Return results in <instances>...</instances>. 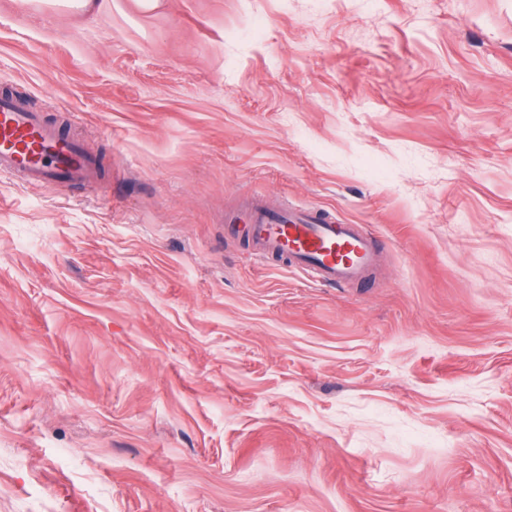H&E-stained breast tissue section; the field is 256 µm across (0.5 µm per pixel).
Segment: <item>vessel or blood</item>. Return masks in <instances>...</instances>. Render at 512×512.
Listing matches in <instances>:
<instances>
[{"label": "vessel or blood", "mask_w": 512, "mask_h": 512, "mask_svg": "<svg viewBox=\"0 0 512 512\" xmlns=\"http://www.w3.org/2000/svg\"><path fill=\"white\" fill-rule=\"evenodd\" d=\"M98 163L74 140L64 137L41 113L13 98H0V171L22 183L54 188L66 182L92 181ZM251 235L259 259L278 258L316 281L346 286L375 267L373 236L357 224L336 223L312 209L292 212L255 202Z\"/></svg>", "instance_id": "vessel-or-blood-1"}]
</instances>
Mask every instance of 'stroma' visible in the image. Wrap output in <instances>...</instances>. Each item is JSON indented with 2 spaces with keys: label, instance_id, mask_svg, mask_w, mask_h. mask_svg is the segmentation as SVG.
<instances>
[{
  "label": "stroma",
  "instance_id": "stroma-1",
  "mask_svg": "<svg viewBox=\"0 0 512 512\" xmlns=\"http://www.w3.org/2000/svg\"><path fill=\"white\" fill-rule=\"evenodd\" d=\"M7 92L103 171H0V512H512V0H0ZM250 221L259 259H281L322 283L349 285L377 263L375 240L359 224H337L313 209H272L263 201L253 204Z\"/></svg>",
  "mask_w": 512,
  "mask_h": 512
}]
</instances>
